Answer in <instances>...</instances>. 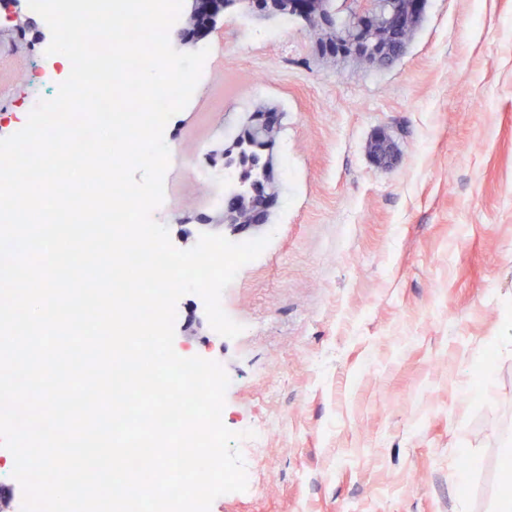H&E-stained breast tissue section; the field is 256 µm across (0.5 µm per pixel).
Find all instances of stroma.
<instances>
[{"instance_id":"1","label":"stroma","mask_w":512,"mask_h":512,"mask_svg":"<svg viewBox=\"0 0 512 512\" xmlns=\"http://www.w3.org/2000/svg\"><path fill=\"white\" fill-rule=\"evenodd\" d=\"M26 16L20 39L0 13V138L35 92H58L37 53L51 31ZM206 43L164 130L171 197L152 217L182 250L223 233L214 185L188 169L265 108L283 113L279 197L240 233L271 241L221 297L243 332L219 335L189 293L174 349L223 366L228 429L288 426L257 465L237 442L247 489L210 512H493L512 481V0H428L385 68L319 57L294 16L230 11ZM381 133L398 149L388 169L369 152Z\"/></svg>"}]
</instances>
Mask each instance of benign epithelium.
I'll return each instance as SVG.
<instances>
[{"mask_svg":"<svg viewBox=\"0 0 512 512\" xmlns=\"http://www.w3.org/2000/svg\"><path fill=\"white\" fill-rule=\"evenodd\" d=\"M21 3L22 0H0V9L11 16L17 34L23 33L27 26ZM226 8L224 0H188L185 24L176 33L179 44L187 49L194 48L205 35L215 31L217 25L224 21ZM288 9L300 16L310 31L315 28L326 30L334 25L336 11L326 9V0H288ZM341 9L347 11L350 21L346 33L347 56L361 61L366 60L360 47L361 35L366 32L370 20H376L403 39L421 17L417 0H342ZM257 120L260 136L268 145H274L281 129L282 115L264 112ZM370 151L380 166L392 164L395 157L394 144L385 136L372 141ZM276 197L277 193L272 189L264 197L251 200L248 223L237 224L238 199L232 193L224 196L225 227L234 235L241 229L268 223Z\"/></svg>","mask_w":512,"mask_h":512,"instance_id":"1","label":"benign epithelium"}]
</instances>
